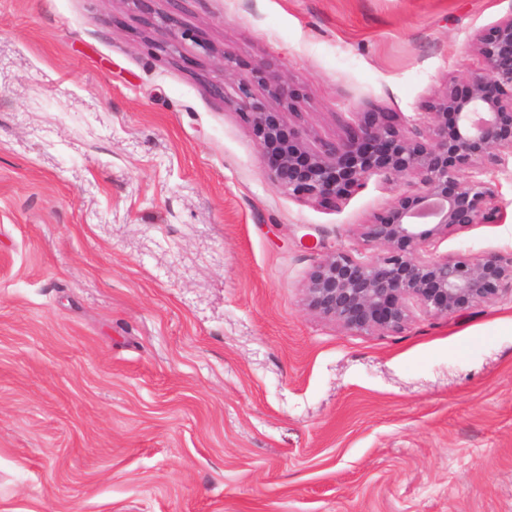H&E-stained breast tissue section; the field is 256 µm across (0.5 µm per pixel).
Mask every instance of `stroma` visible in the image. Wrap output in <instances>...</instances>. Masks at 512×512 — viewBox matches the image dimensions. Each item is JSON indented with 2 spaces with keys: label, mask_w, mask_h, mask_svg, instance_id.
Returning a JSON list of instances; mask_svg holds the SVG:
<instances>
[{
  "label": "stroma",
  "mask_w": 512,
  "mask_h": 512,
  "mask_svg": "<svg viewBox=\"0 0 512 512\" xmlns=\"http://www.w3.org/2000/svg\"><path fill=\"white\" fill-rule=\"evenodd\" d=\"M512 0H0V512H512V297L394 332L311 311L393 189L271 182L224 53L299 96L424 121ZM506 218L428 256L512 252ZM184 0H169L172 11L160 18L161 25H163L165 35L167 38V47L171 50H176L178 45L181 44L185 37L188 36L186 30L180 25V21L175 11H179L180 2Z\"/></svg>",
  "instance_id": "35a3bbf8"
}]
</instances>
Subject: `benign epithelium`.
<instances>
[{"mask_svg": "<svg viewBox=\"0 0 512 512\" xmlns=\"http://www.w3.org/2000/svg\"><path fill=\"white\" fill-rule=\"evenodd\" d=\"M144 27L163 25L168 48L187 36L176 11L157 21L148 0H132ZM470 47L482 67L453 81L429 105L422 125L401 112L377 108L360 119L352 113L342 138L310 148L287 128L282 113L269 108L253 88L261 86L287 110L299 109L289 86L257 66L246 72L224 54V95L234 85L235 103L251 124L272 184L289 195L337 206L381 176L404 189L388 205L358 225L365 245L383 255L356 258L335 254L321 261L305 288L309 309L356 331L400 329L418 307L436 317L512 294V252L429 258L428 241L473 224H501V184L487 178L501 173L512 181V13Z\"/></svg>", "mask_w": 512, "mask_h": 512, "instance_id": "obj_1", "label": "benign epithelium"}]
</instances>
